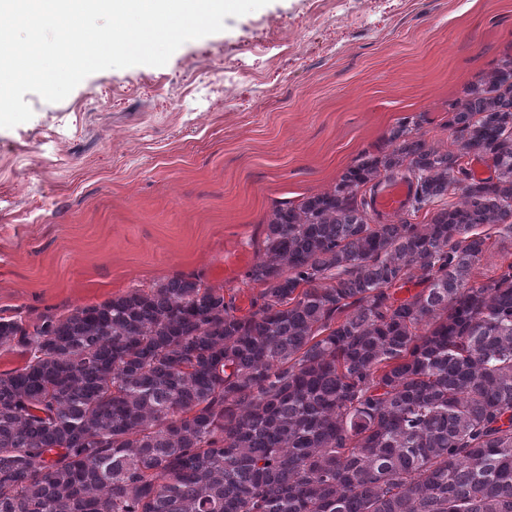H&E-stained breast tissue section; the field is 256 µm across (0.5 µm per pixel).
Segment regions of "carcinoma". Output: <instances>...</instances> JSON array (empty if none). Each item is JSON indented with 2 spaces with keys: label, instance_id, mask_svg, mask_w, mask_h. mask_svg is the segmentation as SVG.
<instances>
[{
  "label": "carcinoma",
  "instance_id": "obj_1",
  "mask_svg": "<svg viewBox=\"0 0 512 512\" xmlns=\"http://www.w3.org/2000/svg\"><path fill=\"white\" fill-rule=\"evenodd\" d=\"M448 126L453 148L402 124L334 190L278 203L246 314L174 276L0 315L28 354L0 374V512H512V261L473 281L512 236V58ZM398 178L409 211L461 202L373 223L358 190ZM487 250L474 269L477 281H484L493 275L495 269L504 261L512 260V237L493 234L488 241Z\"/></svg>",
  "mask_w": 512,
  "mask_h": 512
}]
</instances>
